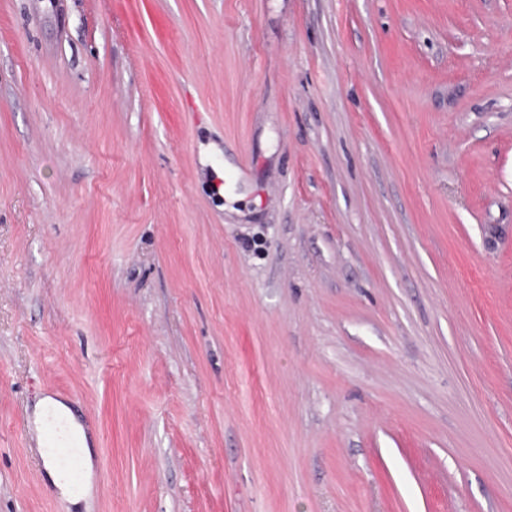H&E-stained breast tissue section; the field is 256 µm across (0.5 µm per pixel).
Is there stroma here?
I'll list each match as a JSON object with an SVG mask.
<instances>
[{
	"mask_svg": "<svg viewBox=\"0 0 512 512\" xmlns=\"http://www.w3.org/2000/svg\"><path fill=\"white\" fill-rule=\"evenodd\" d=\"M0 512H512V0H0ZM50 409H52L61 419L64 420L68 434L70 437H73L77 440L78 446H80V448L74 444H66L60 441V432L63 422L54 415H48L43 423L42 432L43 437L48 442L47 448H49V458L59 468L69 470L71 477L76 479L79 474V456L74 448H77L79 454L88 460L89 452L88 448H86L85 439L81 434V431L73 423L67 408L51 398H46L40 403L38 413L39 423L41 422V419L46 416ZM76 433H78L79 436ZM44 438L39 437L40 454L44 459L45 466L50 470V474L56 479V484L61 490L62 494L68 497H78L82 495L84 493V489L82 487H79V489H74L64 479L65 476L63 472H61L58 467L50 465L45 460L48 449L43 448Z\"/></svg>",
	"mask_w": 512,
	"mask_h": 512,
	"instance_id": "stroma-1",
	"label": "stroma"
}]
</instances>
